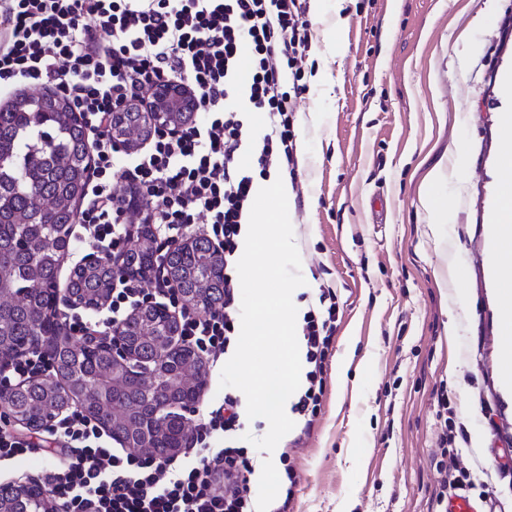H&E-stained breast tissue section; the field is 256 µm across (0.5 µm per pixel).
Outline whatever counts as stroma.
<instances>
[{
    "label": "stroma",
    "mask_w": 512,
    "mask_h": 512,
    "mask_svg": "<svg viewBox=\"0 0 512 512\" xmlns=\"http://www.w3.org/2000/svg\"><path fill=\"white\" fill-rule=\"evenodd\" d=\"M307 18L291 114L295 294L303 314L335 289L336 334L312 425L295 419L273 453H248L272 459L288 512H436L444 393L460 466L488 512H512L495 461L512 448V392L484 253L512 113V0H308ZM442 165L457 171L436 188L439 240L418 193ZM53 445L0 459V484L40 478Z\"/></svg>",
    "instance_id": "1"
}]
</instances>
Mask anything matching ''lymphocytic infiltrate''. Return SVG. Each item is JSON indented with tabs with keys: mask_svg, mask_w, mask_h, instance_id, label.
I'll list each match as a JSON object with an SVG mask.
<instances>
[{
	"mask_svg": "<svg viewBox=\"0 0 512 512\" xmlns=\"http://www.w3.org/2000/svg\"><path fill=\"white\" fill-rule=\"evenodd\" d=\"M307 0H0V90L53 88L86 117L94 178L78 223L99 249L120 255L131 239L130 206L120 185L146 206L144 220L161 246L203 224L224 250V303L188 310L156 263L150 282L180 319L181 336L214 355L228 352L237 325L232 273L255 172L294 163L292 97L304 90L300 63L311 45ZM249 52V71L240 57ZM189 85L200 120L154 129L147 150L120 151L109 135L113 113L130 102L153 109L154 90ZM264 116L262 145L248 149L249 114ZM252 153L251 166L241 157ZM336 333V292L321 289L304 316L307 385L291 410L313 422L324 389V361ZM236 396L193 423L196 446L180 460L112 453L96 426L73 414L54 430L64 443L59 467L43 475L58 512H256L249 494L253 457L237 447ZM453 421H445L439 462L442 490L472 492L459 467Z\"/></svg>",
	"mask_w": 512,
	"mask_h": 512,
	"instance_id": "f902f5d3",
	"label": "lymphocytic infiltrate"
}]
</instances>
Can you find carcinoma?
<instances>
[{"mask_svg": "<svg viewBox=\"0 0 512 512\" xmlns=\"http://www.w3.org/2000/svg\"><path fill=\"white\" fill-rule=\"evenodd\" d=\"M111 134L146 138L151 134L142 113L117 112ZM90 151L81 115L58 93H21L0 108V345L13 351L32 347L39 336L54 332V289L61 261L70 245V229L85 195ZM154 239L149 230L123 254L122 268L144 275L153 266ZM169 267L186 300L200 296L205 308L224 301V258L202 238L170 252ZM112 267L74 270L72 294L92 305L105 304L111 294ZM125 335L145 354H158L179 333L178 322L158 312L131 314ZM172 358L164 365L168 378L158 391L178 398L180 385H197L201 367L184 368ZM55 377L41 378L4 393L7 404L31 428L75 400L96 401L107 418L131 434L135 447L147 455L170 452L163 437L144 438L143 415L131 405L132 381L112 384V362L85 346L63 345L55 355Z\"/></svg>", "mask_w": 512, "mask_h": 512, "instance_id": "obj_1", "label": "carcinoma"}]
</instances>
